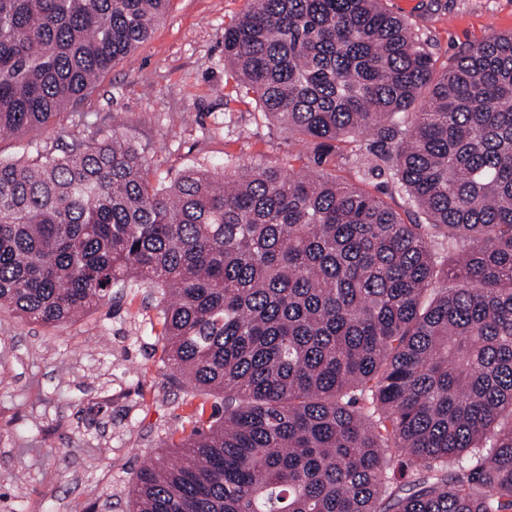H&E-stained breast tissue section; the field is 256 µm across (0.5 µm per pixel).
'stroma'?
Returning <instances> with one entry per match:
<instances>
[{
    "label": "stroma",
    "mask_w": 512,
    "mask_h": 512,
    "mask_svg": "<svg viewBox=\"0 0 512 512\" xmlns=\"http://www.w3.org/2000/svg\"><path fill=\"white\" fill-rule=\"evenodd\" d=\"M444 68L459 51L512 32V0H387ZM247 0H170L150 40L40 132L0 138V157L32 161L75 140L118 135L144 153L152 184L181 174L278 166L306 172L311 151L234 92L224 29ZM346 143L320 175L356 184L399 214L387 174L364 177ZM152 288L60 326L0 314V512H131L143 459L172 456L198 403L164 364Z\"/></svg>",
    "instance_id": "stroma-1"
}]
</instances>
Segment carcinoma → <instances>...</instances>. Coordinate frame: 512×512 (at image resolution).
<instances>
[{
  "label": "carcinoma",
  "instance_id": "cac0c4a2",
  "mask_svg": "<svg viewBox=\"0 0 512 512\" xmlns=\"http://www.w3.org/2000/svg\"><path fill=\"white\" fill-rule=\"evenodd\" d=\"M170 0H0V135L37 133ZM236 93L313 145L372 138L412 207L272 166L164 187L114 136L0 159V312L59 326L160 289L207 399L133 512H512V34L442 71L383 0H247ZM211 412H206V409Z\"/></svg>",
  "mask_w": 512,
  "mask_h": 512
}]
</instances>
